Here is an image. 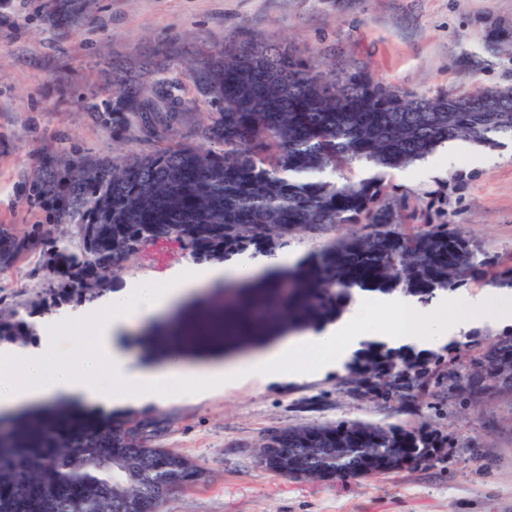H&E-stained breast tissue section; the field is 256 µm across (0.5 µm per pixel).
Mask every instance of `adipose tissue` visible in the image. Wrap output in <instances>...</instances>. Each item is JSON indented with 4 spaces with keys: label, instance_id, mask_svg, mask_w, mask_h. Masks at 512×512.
<instances>
[{
    "label": "adipose tissue",
    "instance_id": "adipose-tissue-1",
    "mask_svg": "<svg viewBox=\"0 0 512 512\" xmlns=\"http://www.w3.org/2000/svg\"><path fill=\"white\" fill-rule=\"evenodd\" d=\"M259 262L243 258L224 264L188 263L172 268L159 280H132L102 301L78 307L39 327L34 346H0V366L14 373L0 389V411L10 413L59 397L83 404L119 408L140 400H159L169 389L197 392L230 383L272 377H300L333 366L362 342L392 347L425 342L421 319H429L439 336H458L474 325H512V290L487 287L477 296H444L424 308L396 293H364L342 317L316 332L287 336L244 357L204 365L173 359L165 363L133 361L119 342L134 328L192 298L199 290L227 278L258 272ZM378 308L396 310L393 328L366 331L362 316ZM91 321V354L99 372L92 375L72 351L60 350V338L78 324Z\"/></svg>",
    "mask_w": 512,
    "mask_h": 512
}]
</instances>
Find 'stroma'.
<instances>
[{
  "instance_id": "1",
  "label": "stroma",
  "mask_w": 512,
  "mask_h": 512,
  "mask_svg": "<svg viewBox=\"0 0 512 512\" xmlns=\"http://www.w3.org/2000/svg\"><path fill=\"white\" fill-rule=\"evenodd\" d=\"M68 0H0V228L23 249L0 260V313L23 311L42 290V248L32 227L61 236L53 211L32 192L49 165L108 160L149 143L102 127L82 102L103 97L112 68L138 76L156 49L201 56L243 39L279 40L302 55L356 59L386 84L425 95L512 86V0H80L89 24L58 30L46 14ZM386 180L403 232L420 231L431 194L445 217L498 266L512 267V141L472 144L450 159L432 154ZM369 224L298 231L287 248L303 257L326 241L372 232ZM185 257L175 248L132 257L123 279H158ZM512 326H484L414 347L428 363L419 388L385 401L351 383L347 367L295 380H249L203 396L175 392L132 405L149 444L184 456L205 474L170 494L158 512H512V389L460 397L438 384L470 373ZM361 422L431 432L440 450L399 472L327 480L289 479L261 468L265 436L290 426Z\"/></svg>"
}]
</instances>
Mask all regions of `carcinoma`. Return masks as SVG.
<instances>
[{
  "instance_id": "cac0c4a2",
  "label": "carcinoma",
  "mask_w": 512,
  "mask_h": 512,
  "mask_svg": "<svg viewBox=\"0 0 512 512\" xmlns=\"http://www.w3.org/2000/svg\"><path fill=\"white\" fill-rule=\"evenodd\" d=\"M54 27L78 28L75 8L51 12ZM178 70L193 86L168 76ZM112 100L85 102L100 123L138 129L154 148L110 161L81 157L64 175L52 172L34 186L56 204L54 222L66 237L43 238L42 270L53 284L25 305L26 316L0 314V344L28 345L38 320L62 307L99 300L113 289L126 263L151 247L176 246L196 263L234 257H271L302 228L327 230L367 221L369 234L331 240L294 268L273 267L218 299L190 306L141 333L147 359L207 348L230 353L240 338L317 330L338 319L358 291H399L426 302L437 291L460 288L488 265L455 224L440 219L412 237L397 228L379 176L354 180L355 162L379 170L405 168L450 140L493 148L512 139V112H474L478 99L512 96V87H477L455 94L418 96L374 79L360 63L341 67L303 58L275 39L228 44L206 58L176 61L162 51L142 77L120 80ZM205 117L186 133L175 126L186 113ZM209 142L197 145L194 139ZM512 356V344L485 355L487 373ZM427 372L385 352H369L350 367L358 380L384 381L382 395L413 388ZM354 424L289 427L270 444L288 453L294 470L316 478L370 465L396 472L403 458L430 456L436 439L398 427ZM316 448H329L317 462ZM202 478L199 466L164 448L148 446L145 425L127 411L88 410L58 401L42 411L0 419V512H119L117 497L138 496L140 512H157L155 491L185 488Z\"/></svg>"
}]
</instances>
